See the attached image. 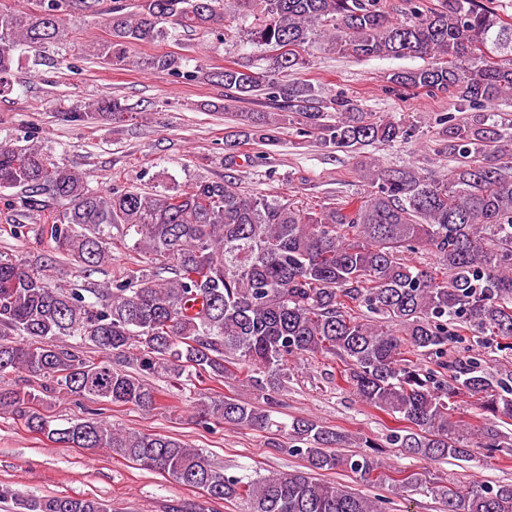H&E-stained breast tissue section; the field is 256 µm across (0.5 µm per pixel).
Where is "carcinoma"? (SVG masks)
I'll list each match as a JSON object with an SVG mask.
<instances>
[{
    "instance_id": "carcinoma-1",
    "label": "carcinoma",
    "mask_w": 512,
    "mask_h": 512,
    "mask_svg": "<svg viewBox=\"0 0 512 512\" xmlns=\"http://www.w3.org/2000/svg\"><path fill=\"white\" fill-rule=\"evenodd\" d=\"M249 40L271 47L268 68L235 64L218 73L189 71L174 54L131 59L135 45L179 32L215 33L224 41V0H113L109 38L92 43L108 66L167 71L189 80L217 79L224 109L262 143L280 129L303 126L325 148L353 152L406 140L415 126L376 118L345 96L322 99L311 86L281 77L305 64L300 50L319 33L336 52L358 60L418 57L421 67L391 74L405 91L446 94L470 111L442 115L443 141L456 166L448 177L416 167L361 165L377 190L354 208L304 207L288 198L242 191L239 179L199 180L155 193L90 186L87 174L34 142L0 140V191L7 206L37 212L44 232L76 269L112 261L121 244L137 267L102 288H74L0 255V380L25 371L52 382L38 392L0 386V414L22 421L49 442L111 455L234 501L241 512H386L385 500L356 495L315 474L346 470L366 483L391 481L394 494L439 496L448 512H512V484L460 489L425 468L386 474L382 445L333 448L351 437L301 417L278 421L269 406L289 377L290 362L320 355L342 363L341 380L358 401L405 426L387 444L424 460L466 457L472 448L512 452V372L494 377L472 355L445 360L448 341L475 331L512 350V135L498 127L497 103L512 99V23L490 0H237ZM74 0H38L16 10L0 0V94L10 89L16 52L43 51L66 40ZM400 12L405 19H392ZM264 96L268 112L240 107ZM127 113L116 97L62 113L80 125ZM426 250L432 266L407 255ZM382 315L383 324L375 319ZM89 342L103 357L88 360L58 345ZM435 357L434 367L405 358ZM135 357L140 373L121 368ZM162 373L236 380L266 395L258 408L204 395L200 425L272 427L289 440L306 470L228 476L200 449L171 436L142 433L97 417L53 424L44 412L60 394L149 410L158 401L146 376ZM473 421L451 420L460 402ZM15 512H110L95 498L24 497L8 488Z\"/></svg>"
}]
</instances>
